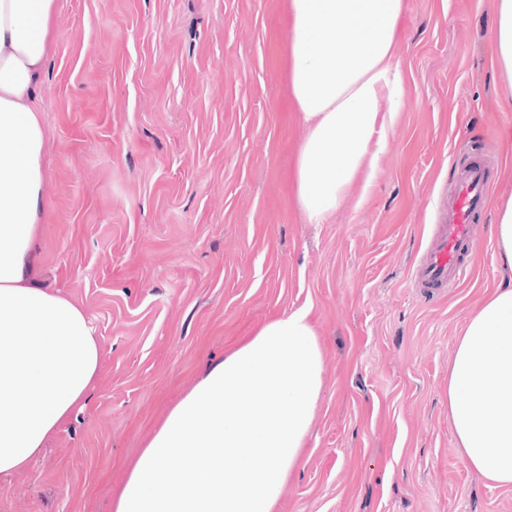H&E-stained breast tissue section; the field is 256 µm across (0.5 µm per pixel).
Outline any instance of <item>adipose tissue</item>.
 I'll use <instances>...</instances> for the list:
<instances>
[{
  "instance_id": "obj_1",
  "label": "adipose tissue",
  "mask_w": 512,
  "mask_h": 512,
  "mask_svg": "<svg viewBox=\"0 0 512 512\" xmlns=\"http://www.w3.org/2000/svg\"><path fill=\"white\" fill-rule=\"evenodd\" d=\"M55 0H0V475L65 430L101 369L91 318L33 276L46 134L36 104ZM405 0H288V91L304 135L292 179L306 223L371 184L402 107ZM490 65L512 87V0H496ZM311 311L272 316L168 412L113 512H273L322 390ZM448 418L467 466L512 485V281L469 315L448 369Z\"/></svg>"
}]
</instances>
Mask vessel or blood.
Wrapping results in <instances>:
<instances>
[{
  "label": "vessel or blood",
  "instance_id": "b4317fda",
  "mask_svg": "<svg viewBox=\"0 0 512 512\" xmlns=\"http://www.w3.org/2000/svg\"><path fill=\"white\" fill-rule=\"evenodd\" d=\"M490 186L488 171L482 165L458 169L451 196L440 204L444 221L413 271L416 285L445 288L465 278L467 268L460 252L474 243V219L487 203Z\"/></svg>",
  "mask_w": 512,
  "mask_h": 512
}]
</instances>
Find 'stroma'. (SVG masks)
I'll list each match as a JSON object with an SVG mask.
<instances>
[{
	"instance_id": "35a3bbf8",
	"label": "stroma",
	"mask_w": 512,
	"mask_h": 512,
	"mask_svg": "<svg viewBox=\"0 0 512 512\" xmlns=\"http://www.w3.org/2000/svg\"><path fill=\"white\" fill-rule=\"evenodd\" d=\"M405 106L367 194L305 223L284 78L288 0H55L37 101L49 167L34 274L92 317L102 377L0 512H113L167 410L269 317L310 307L323 389L274 512H512L469 468L448 367L502 273L490 211L452 288L411 274L456 164L491 169L512 111L488 63L495 0H405Z\"/></svg>"
}]
</instances>
